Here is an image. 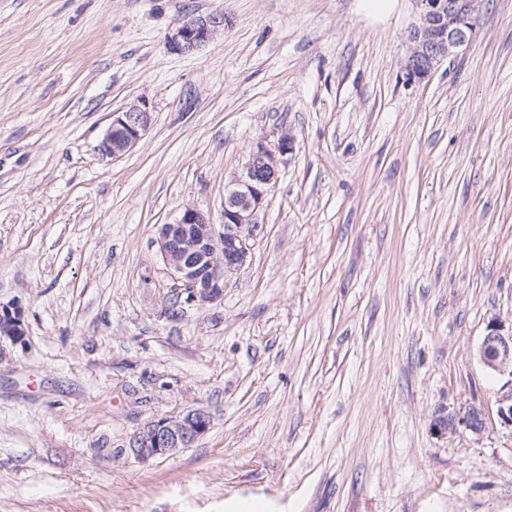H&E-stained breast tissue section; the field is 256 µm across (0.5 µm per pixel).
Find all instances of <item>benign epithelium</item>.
<instances>
[{"label":"benign epithelium","instance_id":"benign-epithelium-1","mask_svg":"<svg viewBox=\"0 0 512 512\" xmlns=\"http://www.w3.org/2000/svg\"><path fill=\"white\" fill-rule=\"evenodd\" d=\"M417 21L410 28L409 50L404 66L409 82L422 81L436 66L475 36L474 0H415ZM224 32V15H189L165 38L174 55H190ZM153 112L140 99L112 113V121L97 150L104 158L116 160L130 152L147 134ZM292 149V138L282 134L277 142L258 140L247 163L224 185L223 223L213 224L195 207L184 208L171 224H163L157 243L172 277L181 285L189 302L212 303L224 295V281L247 261L259 229V214L277 183L282 157ZM24 309L14 303H0V355L5 347L26 343ZM489 371L508 376V391H500L498 413L503 424L512 427V331L490 326L477 351ZM212 425L209 412L188 408L175 416L151 420L136 429L126 448L135 460L172 456L192 447ZM485 427L483 413L475 408L463 414L450 413L434 419L433 429L453 435L464 428L473 433Z\"/></svg>","mask_w":512,"mask_h":512}]
</instances>
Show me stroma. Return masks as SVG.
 <instances>
[{
  "instance_id": "stroma-1",
  "label": "stroma",
  "mask_w": 512,
  "mask_h": 512,
  "mask_svg": "<svg viewBox=\"0 0 512 512\" xmlns=\"http://www.w3.org/2000/svg\"><path fill=\"white\" fill-rule=\"evenodd\" d=\"M224 16L167 52L188 14ZM414 0H0V512H512L503 377L512 323V0L407 82ZM154 122L96 146L138 99ZM293 139L245 266L173 303L159 225L221 223L254 142ZM211 415L146 463L147 421ZM485 429L441 436L438 411ZM224 32L223 14L189 15L165 38L170 54L190 55ZM152 123L153 112L146 99L112 112V121L97 146L98 153L102 158H121L136 147ZM27 335L24 309L18 304L0 303V359L5 347L25 345ZM480 362L489 371L498 375H508L507 385L498 396V413L504 425L512 427V325L509 333L493 323L484 336L477 351ZM509 391L505 392V388ZM212 425L204 408H188L175 416L151 420L136 429L128 438L125 450L141 463L172 456L192 447Z\"/></svg>"
}]
</instances>
